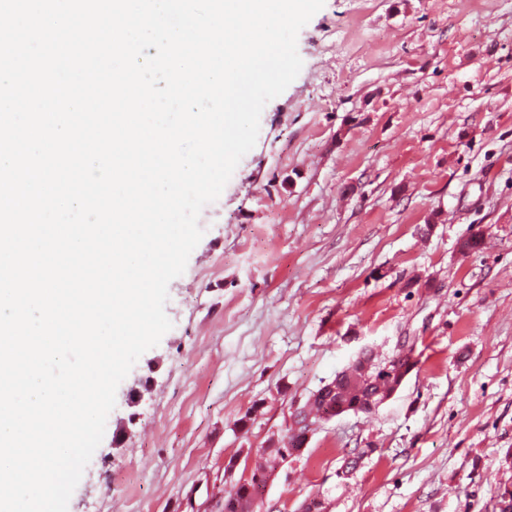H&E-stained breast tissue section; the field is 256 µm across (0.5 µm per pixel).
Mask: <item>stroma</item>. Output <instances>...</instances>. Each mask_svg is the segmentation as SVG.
I'll use <instances>...</instances> for the list:
<instances>
[{"instance_id": "obj_1", "label": "stroma", "mask_w": 512, "mask_h": 512, "mask_svg": "<svg viewBox=\"0 0 512 512\" xmlns=\"http://www.w3.org/2000/svg\"><path fill=\"white\" fill-rule=\"evenodd\" d=\"M297 49L68 512H224L313 392L404 345L396 394L316 421L262 512H497L512 484V0H325Z\"/></svg>"}]
</instances>
